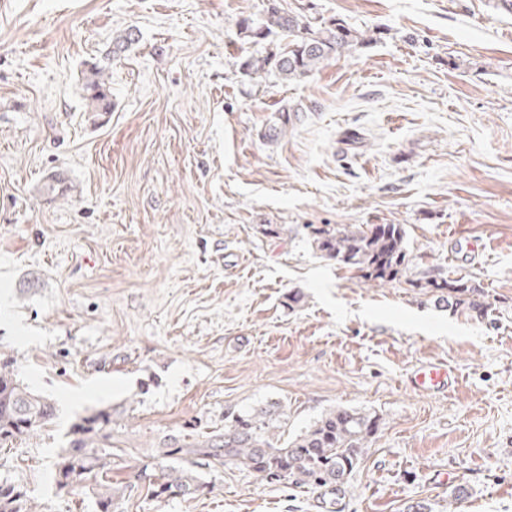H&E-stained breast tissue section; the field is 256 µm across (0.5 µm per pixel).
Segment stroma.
Here are the masks:
<instances>
[{"label": "stroma", "instance_id": "35a3bbf8", "mask_svg": "<svg viewBox=\"0 0 512 512\" xmlns=\"http://www.w3.org/2000/svg\"><path fill=\"white\" fill-rule=\"evenodd\" d=\"M269 1L0 0V353L57 405L0 447V479L39 512H96L52 479L77 416L111 407L125 480L170 439L223 432L226 411L280 404L294 434L344 407L381 425L343 512H446L458 486L457 512H512V14L273 0L377 35L284 83L239 68L266 50L239 22ZM128 28L138 42L112 54ZM92 64L112 89L100 117ZM313 224L402 225L406 275L362 283L312 248ZM461 275L486 316L436 305L430 280ZM430 362L450 391L413 386ZM205 478L165 502L136 485L119 512H327L244 469ZM86 112H111L112 92L104 70L96 65L89 67L83 77Z\"/></svg>", "mask_w": 512, "mask_h": 512}]
</instances>
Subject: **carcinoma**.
<instances>
[{
  "label": "carcinoma",
  "instance_id": "1",
  "mask_svg": "<svg viewBox=\"0 0 512 512\" xmlns=\"http://www.w3.org/2000/svg\"><path fill=\"white\" fill-rule=\"evenodd\" d=\"M240 34L255 44L276 39L261 56H249L240 69L247 76L274 74L285 81H301L319 65L362 48L373 37L341 20L316 25L305 17L268 5L262 19H245ZM89 112L112 111V92L104 70L89 67L83 77ZM288 129V109L279 110L268 128L275 140ZM316 251L365 283L382 286L408 269L405 232L399 224H323L310 232ZM448 294L438 303L453 311L484 315L486 307L469 298L475 285L461 276L433 282ZM55 402L32 391L17 378L15 359L0 353V445L30 435L56 417ZM277 403L251 411L224 415V432L192 445L168 443L158 449L155 467L134 473L147 483L157 501L193 497L208 489L197 467L218 464L245 468L270 483L320 491L323 503L337 508L364 449L379 429L376 415L357 408L331 409L297 434L282 429ZM68 441L54 463L56 490L70 493L93 485L98 512H113L123 497L124 482L112 481V408L80 416L67 432ZM0 512H35L27 493L0 480Z\"/></svg>",
  "mask_w": 512,
  "mask_h": 512
}]
</instances>
